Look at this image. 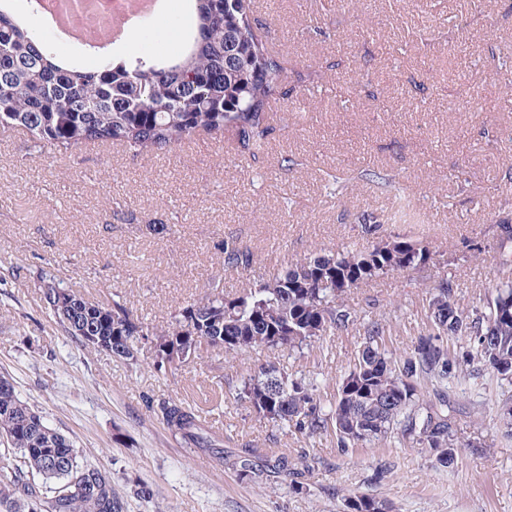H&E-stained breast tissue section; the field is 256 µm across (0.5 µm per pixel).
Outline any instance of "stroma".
Segmentation results:
<instances>
[{
    "mask_svg": "<svg viewBox=\"0 0 512 512\" xmlns=\"http://www.w3.org/2000/svg\"><path fill=\"white\" fill-rule=\"evenodd\" d=\"M253 17L288 70L263 154L202 134L147 155L117 144L59 155L0 126V374L85 464L111 476L123 512H345L350 494L392 512H512V437L499 419L501 384L485 366L450 389L449 471L426 449L387 442L339 454L332 437L282 434L233 396L267 362L338 385L369 321L402 356L427 332L440 285L472 310L512 277V0H457L451 13L442 0H253ZM192 25L181 0H166L101 48L75 45L43 20L35 30L56 57L85 64L136 49L175 56ZM472 93L480 110L459 108ZM399 195L419 223L387 221ZM366 220L376 233L363 232ZM155 224L168 234L152 233ZM396 237L422 243L428 263L348 291L347 330L294 356L205 347L167 376L150 369V350L131 366L80 346L29 281L52 264L65 282L95 297L119 292L160 326L216 273L232 296L306 255ZM225 239L257 256L251 270L221 272ZM169 398L203 410L212 448L187 447L153 413L151 402ZM244 450L260 476L233 468ZM281 455L294 475L269 468ZM139 484L153 498L137 497Z\"/></svg>",
    "mask_w": 512,
    "mask_h": 512,
    "instance_id": "obj_1",
    "label": "stroma"
}]
</instances>
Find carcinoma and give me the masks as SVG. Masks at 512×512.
<instances>
[{
    "mask_svg": "<svg viewBox=\"0 0 512 512\" xmlns=\"http://www.w3.org/2000/svg\"><path fill=\"white\" fill-rule=\"evenodd\" d=\"M194 37L169 60L133 52L94 68L66 65L33 35V28L0 5V125L19 127L34 146L58 154L87 143H120L136 154L154 153L201 132L230 133L241 151H265L270 100L280 94L284 68L264 46L251 20L252 0H192ZM221 273L203 296L185 301L164 327L146 323L112 294L90 298L60 279L52 265L32 271L34 287L55 323L82 345L136 363L141 337L165 344L187 338V353L157 355L152 367L173 374L201 346L229 355L249 349L300 353L354 322L343 296L384 274L415 269L429 260L424 246L386 240L364 251L312 254L262 277L235 297L224 294V271H246L255 255L237 241L217 246ZM429 329L401 359L384 344L380 323L364 326L353 367L328 394L313 381L270 363L243 379L236 397L276 429L306 437L329 434L347 453L393 440L429 450L438 466L456 462L449 384L477 361L512 383V282L495 289L482 309L459 307L454 289L439 288L429 301ZM88 329L91 342L76 332ZM465 336L468 346L449 356L444 341ZM430 382L425 400L422 383ZM0 388V512H51L45 504L90 466L71 439L33 422L38 415L19 399L12 380ZM153 412L189 447L207 444L199 411L170 400ZM232 466L243 477L257 471L249 451ZM112 481L94 479L71 495L64 512H118ZM376 497L351 496L348 512H389Z\"/></svg>",
    "mask_w": 512,
    "mask_h": 512,
    "instance_id": "obj_1",
    "label": "carcinoma"
}]
</instances>
